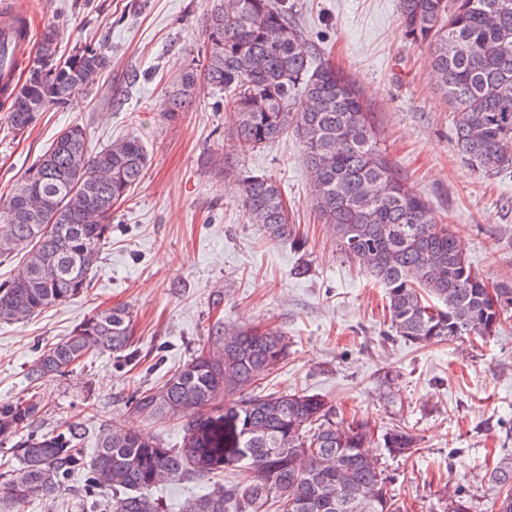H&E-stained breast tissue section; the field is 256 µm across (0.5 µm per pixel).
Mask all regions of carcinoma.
<instances>
[{
  "label": "carcinoma",
  "mask_w": 512,
  "mask_h": 512,
  "mask_svg": "<svg viewBox=\"0 0 512 512\" xmlns=\"http://www.w3.org/2000/svg\"><path fill=\"white\" fill-rule=\"evenodd\" d=\"M400 18L414 44L429 46L436 89L451 108L461 156L486 173L512 168V0H400ZM205 55L179 73L161 116L177 119L201 84L224 96L246 153L288 133L303 148L315 210L336 246L384 288L396 336L414 345L487 337L512 308V287L477 275L444 220L406 187L373 115L354 84L317 52L279 0H219L205 19ZM61 31L44 27L24 79L7 105L8 131L25 133L49 107L90 90L107 64L101 46H79L59 57ZM149 156L137 137L90 150L86 129L72 124L0 197V258L20 256L0 283V322H21L44 308L86 294L101 250L112 234V210L143 179ZM240 185L243 210L273 239L287 241L288 208L280 183L266 174L224 167ZM132 312L98 308L73 334L39 356L33 384L65 373L93 354L133 360ZM213 339L154 387L138 391L131 408L149 417L186 419L170 448L112 427L90 461L76 427L24 432L42 410L38 399L0 406V436L20 467L0 480V509L34 496L53 499L84 469L87 490L102 510L160 512L153 490L175 479L221 473L247 461L253 480L214 484L182 512H402L392 480L369 455L374 434L364 421L337 420L324 396L307 391L255 392L288 353L277 329L235 328L217 321ZM237 397L235 406L220 402ZM380 445L411 457L417 437L391 424ZM490 478L500 486L495 512H512V452ZM444 512H475L458 488Z\"/></svg>",
  "instance_id": "obj_1"
}]
</instances>
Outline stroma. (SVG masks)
I'll list each match as a JSON object with an SVG mask.
<instances>
[{"label":"stroma","mask_w":512,"mask_h":512,"mask_svg":"<svg viewBox=\"0 0 512 512\" xmlns=\"http://www.w3.org/2000/svg\"><path fill=\"white\" fill-rule=\"evenodd\" d=\"M213 0H31L34 33L54 24L62 50L103 44L109 60L88 93L41 112L23 135L8 133L0 108V196L67 126L83 125L93 150L140 138L150 162L132 199L114 214L112 238L89 292L29 320L0 323V405L26 397L44 408L35 434L81 428L85 457L103 429L119 426L179 445L183 422L134 413L131 398L185 364L225 324L276 327L288 356L269 390L325 396L375 429L406 424L419 439L409 458L377 449L404 512H441L449 487H463L477 512H493L497 487L485 463L512 449V312L487 338L418 347L390 327L383 288L336 248L320 220L302 148L288 134L251 153L236 150L230 114L201 89L177 120L161 116L172 79L204 50ZM304 35L329 49L372 106L382 145L409 189L453 230L484 278L512 285V169L467 165L453 115L434 88L431 54L408 41L398 0H288ZM265 173L288 198L290 241L248 223L225 164ZM307 265L306 274L295 268ZM126 305L135 321V361L104 355L31 384L38 356L71 335L97 307ZM75 474L51 500L24 512H91Z\"/></svg>","instance_id":"1"}]
</instances>
